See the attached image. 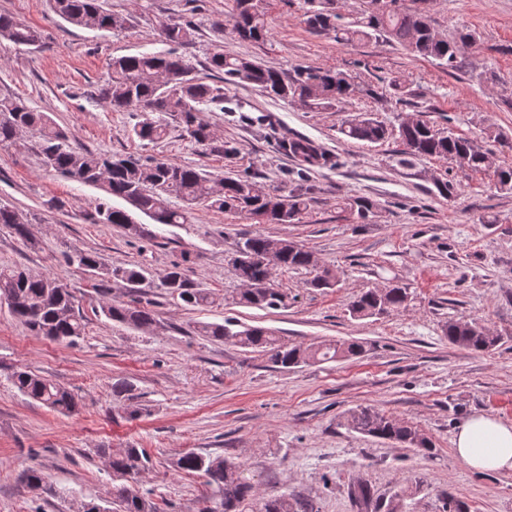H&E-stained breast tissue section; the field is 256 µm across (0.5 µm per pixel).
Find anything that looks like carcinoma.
Masks as SVG:
<instances>
[{
    "label": "carcinoma",
    "instance_id": "obj_1",
    "mask_svg": "<svg viewBox=\"0 0 512 512\" xmlns=\"http://www.w3.org/2000/svg\"><path fill=\"white\" fill-rule=\"evenodd\" d=\"M303 22L314 34L331 35L336 41L353 44L377 37L408 50L417 57L433 59L455 71L462 64V49L476 42L473 30L464 26L453 40L438 36L424 11L412 8L404 0H364L358 16L348 19L345 0H305ZM53 12L64 22L81 28L110 31L123 26L124 18L103 6L102 0H53ZM232 33L242 41L267 37L265 14L258 0H235L231 18ZM196 23L190 17L160 25L159 37L168 49L159 53H140L112 59L107 77L99 88L100 99L117 112H139L145 118L132 128L138 140L156 143L165 139L171 126L206 152L227 157L234 153L228 142L219 138L212 126L200 117L199 106L224 103L223 87L210 84L193 74V67L179 50L190 44ZM0 39L16 45L35 46L39 30L0 14ZM213 79L226 85L249 84L262 93L283 101H298L310 110L332 109L353 97L378 98L371 84L355 82L349 74L332 67H298L288 73L265 66L218 45L208 57ZM161 114L154 119L152 115ZM36 142L41 167L81 184L94 186L107 197H116L129 205L120 208L103 202L96 210L100 224H115L129 234L150 235L145 225L133 219L138 212L156 224H190L195 208L203 204L220 213L242 214L257 224H298L312 207L310 189L296 188L288 193L271 190L253 175L213 176L189 165L153 157L131 158L108 153H92L69 141L46 112H38L22 99L0 94V146L20 143L21 133ZM348 140L378 143L395 139L399 143L397 162L410 164L420 158H439L455 162L475 174H492L497 190L512 193V165L500 164L490 152L473 140L453 133L445 134L428 121L401 123L389 127L366 114L345 121L339 128ZM283 149L304 168L326 166L331 159L310 140L290 137ZM183 206L176 207L172 200ZM0 226L34 248L28 221L17 210L0 205ZM235 251L251 258H231L237 278L245 285L239 303L261 309L285 305L287 295L268 281L264 263L273 257L275 267L313 269L316 274L308 285L317 290L336 286V275L318 269L314 253L288 238L254 234L237 241ZM68 265L83 270L97 280L95 287L107 292L114 284L128 289L130 299H108L100 312L108 320L131 329H148L156 318L149 304L138 293L146 281L145 271L137 266L112 267L94 252L74 247L64 255ZM165 293L186 307L209 304L207 290L189 281L179 265L169 268L160 281ZM410 293L395 285L383 290L370 289L352 301L350 312L356 317H374L398 312L407 306ZM33 335L72 343L82 336L85 323L79 301L70 284L54 274H32L20 267H0V303ZM200 335L215 341L230 340L242 348L259 352L274 367L290 369L310 362L334 361L362 353V345L341 340L318 345L289 344L266 328L249 326L241 330L230 324L204 323L197 326ZM448 342L475 353H488L498 347L502 337L488 333L475 320H449L445 327ZM12 385L24 396L61 414L76 411L78 402L70 391L28 368H16L9 374ZM348 427L362 435L402 443L429 452L432 442L415 427L385 414L363 407L349 412ZM113 476L122 484L112 490V501L103 506L94 501L80 504L79 512H168L141 495L138 481L149 459L142 448L128 446L110 453L101 449ZM175 471L196 475L212 490L217 506H205L200 512H313L309 504L288 493L269 498L256 497V479L249 468L222 456L184 451L171 461ZM357 512H399L400 495L389 500L373 497L369 485L357 479L351 486ZM440 512H470L468 504L443 492Z\"/></svg>",
    "mask_w": 512,
    "mask_h": 512
}]
</instances>
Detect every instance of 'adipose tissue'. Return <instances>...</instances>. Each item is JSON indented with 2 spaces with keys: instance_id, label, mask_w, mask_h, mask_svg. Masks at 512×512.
Here are the masks:
<instances>
[{
  "instance_id": "obj_1",
  "label": "adipose tissue",
  "mask_w": 512,
  "mask_h": 512,
  "mask_svg": "<svg viewBox=\"0 0 512 512\" xmlns=\"http://www.w3.org/2000/svg\"><path fill=\"white\" fill-rule=\"evenodd\" d=\"M455 451L467 467L512 471V425L489 414L470 416L456 433Z\"/></svg>"
}]
</instances>
